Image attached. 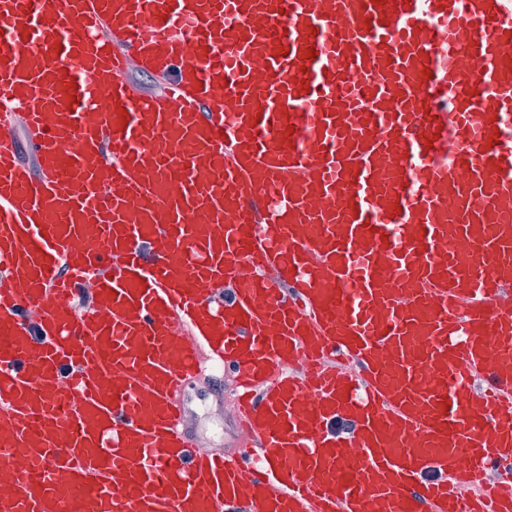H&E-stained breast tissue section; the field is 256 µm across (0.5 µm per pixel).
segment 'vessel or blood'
<instances>
[{"label": "vessel or blood", "mask_w": 512, "mask_h": 512, "mask_svg": "<svg viewBox=\"0 0 512 512\" xmlns=\"http://www.w3.org/2000/svg\"><path fill=\"white\" fill-rule=\"evenodd\" d=\"M0 104V512H512V0H0ZM186 396L188 407L193 411L191 422L199 448L203 443L209 448L224 449L225 446H230L235 433L233 421L225 412V405L223 409L220 408L216 404L218 398L215 394L198 381L187 389Z\"/></svg>", "instance_id": "vessel-or-blood-1"}]
</instances>
